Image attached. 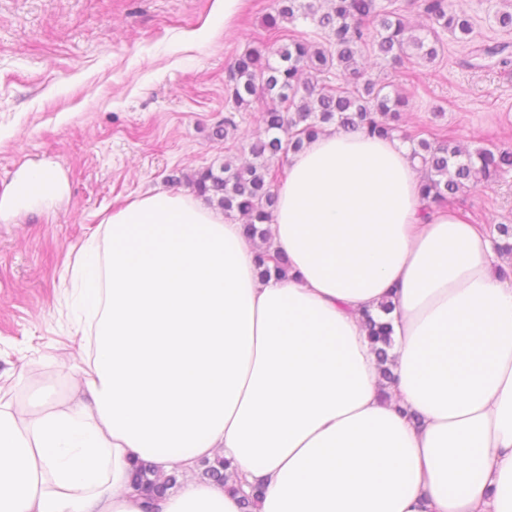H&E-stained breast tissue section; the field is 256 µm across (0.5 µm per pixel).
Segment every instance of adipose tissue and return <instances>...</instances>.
I'll use <instances>...</instances> for the list:
<instances>
[{"mask_svg":"<svg viewBox=\"0 0 512 512\" xmlns=\"http://www.w3.org/2000/svg\"><path fill=\"white\" fill-rule=\"evenodd\" d=\"M267 224L156 193L105 214L68 297L79 396L0 403V512H512V277L493 224L424 215L399 137L325 128ZM392 302L385 314L381 306ZM392 327L386 381L362 315ZM224 458L228 484L203 476ZM178 485L153 505L134 461Z\"/></svg>","mask_w":512,"mask_h":512,"instance_id":"ef3b65f1","label":"adipose tissue"}]
</instances>
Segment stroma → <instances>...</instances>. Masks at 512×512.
Instances as JSON below:
<instances>
[{"mask_svg":"<svg viewBox=\"0 0 512 512\" xmlns=\"http://www.w3.org/2000/svg\"><path fill=\"white\" fill-rule=\"evenodd\" d=\"M504 0H464L468 38L443 37L429 65L379 77L409 99L408 128L435 126L464 147L512 146V32L494 20ZM213 0H0V198L42 166L63 192L20 200L0 215V388L35 363L59 396L74 392L81 355L61 278L101 214L147 193H188L186 176L230 160L263 132L261 108L230 114L228 63L265 36L274 0H244L230 20ZM505 44L474 66V48ZM474 224H512V177L460 196Z\"/></svg>","mask_w":512,"mask_h":512,"instance_id":"obj_1","label":"stroma"}]
</instances>
